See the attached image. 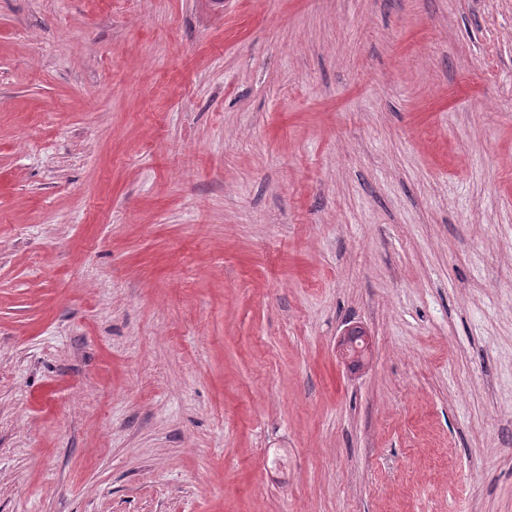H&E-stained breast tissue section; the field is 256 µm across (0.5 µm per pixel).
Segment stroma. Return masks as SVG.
Returning a JSON list of instances; mask_svg holds the SVG:
<instances>
[{
    "instance_id": "1",
    "label": "stroma",
    "mask_w": 512,
    "mask_h": 512,
    "mask_svg": "<svg viewBox=\"0 0 512 512\" xmlns=\"http://www.w3.org/2000/svg\"><path fill=\"white\" fill-rule=\"evenodd\" d=\"M0 512H512V0H0Z\"/></svg>"
}]
</instances>
